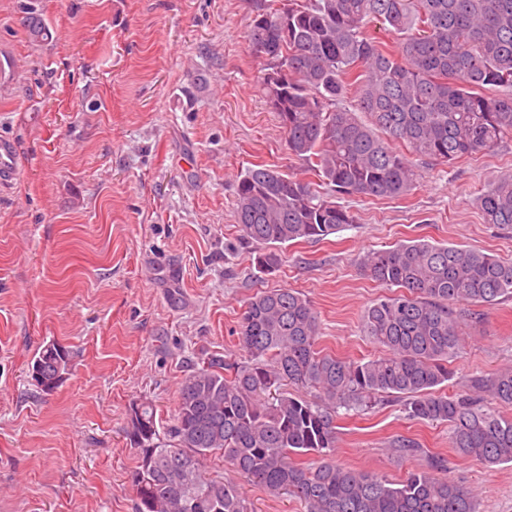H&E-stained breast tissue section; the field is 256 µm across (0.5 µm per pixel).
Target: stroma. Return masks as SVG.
Returning a JSON list of instances; mask_svg holds the SVG:
<instances>
[{"instance_id": "1", "label": "stroma", "mask_w": 512, "mask_h": 512, "mask_svg": "<svg viewBox=\"0 0 512 512\" xmlns=\"http://www.w3.org/2000/svg\"><path fill=\"white\" fill-rule=\"evenodd\" d=\"M252 0H0V135L18 148L0 184V512H136L128 437L132 404L161 427L182 380L209 359H238L237 329L258 291L291 288L318 314L322 353L360 360L365 309L386 286L359 266L367 252L423 238L512 262V227L485 223L476 198L512 170V138L452 166L423 161L403 197H350L356 222L284 249L264 275L243 244L234 204L256 164L302 173L260 89L247 40ZM32 12L47 30L32 39ZM463 352L450 395L512 367V298L461 305ZM70 353L58 386L30 374L48 344ZM407 437L421 452L402 456ZM446 460L480 512H512V463L457 455L446 425L409 418L391 400L336 418L337 464L392 482ZM205 472L238 482L254 512H303L241 480L221 457Z\"/></svg>"}]
</instances>
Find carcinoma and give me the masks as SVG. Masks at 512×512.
Returning a JSON list of instances; mask_svg holds the SVG:
<instances>
[{
    "mask_svg": "<svg viewBox=\"0 0 512 512\" xmlns=\"http://www.w3.org/2000/svg\"><path fill=\"white\" fill-rule=\"evenodd\" d=\"M374 21L398 34L397 49L368 33ZM248 41L264 61L262 92L288 151L317 179L263 164L241 174L235 222L262 274L281 265L283 246L354 224L338 199L408 195L422 179L416 160L448 165L512 137V0H255ZM350 92L351 109L340 105ZM477 202L485 223L511 228L512 171L491 178ZM360 266L399 288L362 317L363 335L386 355L323 354L304 295L255 294L238 328L244 359H211L188 374L165 431L152 404L131 407L137 512H252L236 483L202 477L213 454L305 512H478L474 496L442 476L438 456L400 483L336 464V412L398 399L408 416L448 424L457 455L512 462V416L477 407L485 392L512 406V369L472 379L458 397L440 389L462 349L456 306L512 298V262L411 240ZM68 363L65 348L45 346L31 362L37 387L55 389ZM306 455L317 461H293Z\"/></svg>",
    "mask_w": 512,
    "mask_h": 512,
    "instance_id": "obj_1",
    "label": "carcinoma"
}]
</instances>
